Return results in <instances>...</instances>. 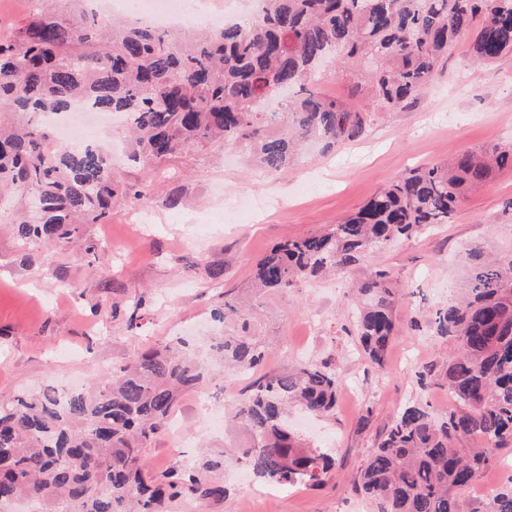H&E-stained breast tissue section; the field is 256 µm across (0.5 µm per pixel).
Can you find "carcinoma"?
<instances>
[{
  "label": "carcinoma",
  "instance_id": "obj_1",
  "mask_svg": "<svg viewBox=\"0 0 512 512\" xmlns=\"http://www.w3.org/2000/svg\"><path fill=\"white\" fill-rule=\"evenodd\" d=\"M259 3L248 25L172 34L102 20L77 0H46L1 36L0 188L15 199L18 239L63 248L81 225L104 223L115 199L143 203L152 194L150 183L117 180L102 151L55 144L45 116L78 103L129 118L131 161L152 180L217 140L251 147L258 166L281 174L298 162L303 142L332 150L414 103L460 36H470L474 64L512 53V0ZM329 58L356 72L364 104L319 90L314 76ZM506 168L511 143L413 169L339 223L273 246L255 264L252 288L284 292L347 273L371 249L448 223L468 193ZM466 257L465 296L433 320L455 354L417 374L424 387L448 389L454 406L437 418L429 403L409 404L380 437L358 482L380 512H463L459 493L512 449V254L492 256L474 243ZM344 298L365 355L385 369L397 303L389 274L375 271ZM252 313L232 300L219 311L236 322L212 346L226 374L254 370L267 356L249 335ZM206 378L182 341L140 353L64 400L52 387L1 396L0 506L26 497L37 512H168L181 497L224 498L222 454L159 475L145 459L181 394ZM339 388L326 363L261 375L236 403V419L255 437L239 460L269 483L320 484L333 461L288 428V411L326 416ZM470 512H512V480Z\"/></svg>",
  "mask_w": 512,
  "mask_h": 512
}]
</instances>
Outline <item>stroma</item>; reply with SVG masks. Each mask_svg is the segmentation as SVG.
Wrapping results in <instances>:
<instances>
[{"instance_id": "1", "label": "stroma", "mask_w": 512, "mask_h": 512, "mask_svg": "<svg viewBox=\"0 0 512 512\" xmlns=\"http://www.w3.org/2000/svg\"><path fill=\"white\" fill-rule=\"evenodd\" d=\"M462 38L417 102L377 119L358 140L331 152L305 149L298 166L274 175L252 163L241 145L221 142L173 161L156 183L150 212L131 221L121 199L103 224L83 225L96 254L24 245L9 220H0V396L36 392L60 381L87 384L119 368L147 346L175 337L205 349L225 294L250 293L255 262L275 244L336 223L380 187L407 170L443 162L466 150L512 142V55L494 63H468ZM512 172L495 174L469 194L448 223L418 237L367 253L351 273L302 282L283 293L253 297L251 335L268 356L264 371L299 362L328 364L341 377L335 412L297 418L294 426L336 466L317 487L255 485L235 460L254 436L232 419L234 403L250 375H214L223 390L224 430L211 432L214 412L201 392L184 394L169 422L146 450L156 472L194 464L201 449L225 453L224 499L180 498L199 512H378L357 481L377 438L407 404L431 403L447 413L448 392L420 387L423 365L452 355L435 336V309L456 297L464 248L485 243L512 250ZM387 270L402 290L394 313L396 334L384 370H376L356 343L352 313L343 301L349 283ZM366 424H359V417ZM512 450L502 452L461 496L464 512L490 489L505 486Z\"/></svg>"}]
</instances>
